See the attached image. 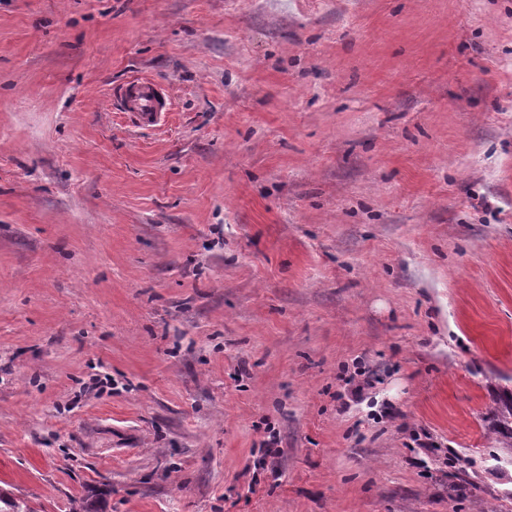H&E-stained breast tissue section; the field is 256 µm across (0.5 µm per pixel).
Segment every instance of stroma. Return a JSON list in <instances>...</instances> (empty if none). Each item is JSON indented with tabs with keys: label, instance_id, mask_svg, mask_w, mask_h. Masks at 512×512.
<instances>
[{
	"label": "stroma",
	"instance_id": "stroma-1",
	"mask_svg": "<svg viewBox=\"0 0 512 512\" xmlns=\"http://www.w3.org/2000/svg\"><path fill=\"white\" fill-rule=\"evenodd\" d=\"M503 388L512 0H0V492L512 512ZM120 98L127 112H133L143 127L157 126L169 111L168 103L158 86L149 79H135L120 91ZM489 433L498 448H509L512 452V392L494 398L490 410Z\"/></svg>",
	"mask_w": 512,
	"mask_h": 512
}]
</instances>
